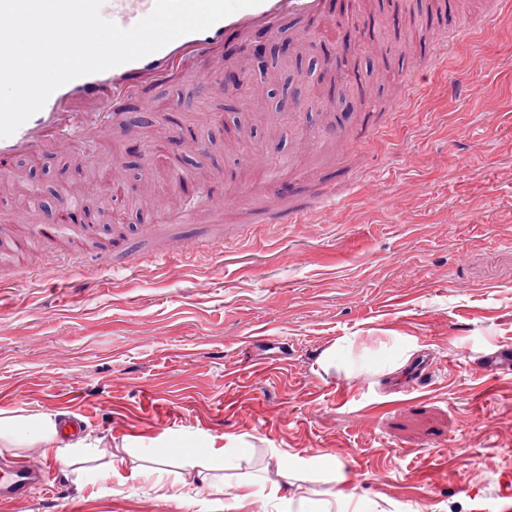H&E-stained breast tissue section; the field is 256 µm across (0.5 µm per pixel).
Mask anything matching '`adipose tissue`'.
Wrapping results in <instances>:
<instances>
[{
    "label": "adipose tissue",
    "instance_id": "ef3b65f1",
    "mask_svg": "<svg viewBox=\"0 0 512 512\" xmlns=\"http://www.w3.org/2000/svg\"><path fill=\"white\" fill-rule=\"evenodd\" d=\"M362 337L342 336L326 346L316 361L318 371H338L349 377L374 379L399 374L419 350L417 338L392 333L374 355L361 353ZM0 442L29 443L43 454L61 451L64 438L56 414L41 412L30 416H0Z\"/></svg>",
    "mask_w": 512,
    "mask_h": 512
}]
</instances>
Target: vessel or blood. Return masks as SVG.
<instances>
[{"mask_svg": "<svg viewBox=\"0 0 512 512\" xmlns=\"http://www.w3.org/2000/svg\"><path fill=\"white\" fill-rule=\"evenodd\" d=\"M329 0H263L262 4L239 10L216 22L209 29L181 36L159 51L107 71L82 76L56 89L43 108L24 122L11 136L0 138V173L9 174L13 161H32L45 155L78 146L96 147L108 133V121L127 111L131 102L155 113L167 131L150 139L145 148L149 163H156L168 143L186 151L198 150L196 141L183 138L166 125L167 113L152 98V87L176 80L186 65H193L198 76L221 82L220 52L244 53L254 29L267 37H278L287 18H325ZM154 0H104L101 14L122 28H130L146 17ZM78 207L70 197L59 201L54 232L66 237L75 228ZM49 472L25 460L0 466V506L24 498L35 487L47 484Z\"/></svg>", "mask_w": 512, "mask_h": 512, "instance_id": "b4317fda", "label": "vessel or blood"}]
</instances>
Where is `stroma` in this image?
Here are the masks:
<instances>
[{"label":"stroma","mask_w":512,"mask_h":512,"mask_svg":"<svg viewBox=\"0 0 512 512\" xmlns=\"http://www.w3.org/2000/svg\"><path fill=\"white\" fill-rule=\"evenodd\" d=\"M439 7L336 0L327 19L287 22L280 40L298 55L264 73L244 61L259 104L233 119L235 90L193 75L152 88L171 123L206 144L176 164L143 158L153 120L113 125L93 159L72 149L15 162L0 220L33 200L16 231L35 240L21 261L65 272L0 288V410L76 417L83 445L58 457L0 447V462L50 466L48 488L7 512H277L236 508L234 496L239 482L278 481L281 452L303 459L309 498L346 512H512V374L489 377L481 363L512 347V15L449 0L459 37L434 70L422 51L436 33L419 18ZM313 57L358 71L350 117L321 106ZM284 79L291 110L273 124L265 86ZM131 161L134 188L111 231L44 234L41 205L64 195L75 168L90 176L82 200L94 209L100 165ZM178 169L247 207L180 223L191 190ZM293 205L299 223L250 221ZM184 235L207 241L155 260ZM100 254L143 269L74 270ZM390 329L420 341L431 386L316 374L328 343ZM123 442L112 465L109 448Z\"/></svg>","instance_id":"obj_1"}]
</instances>
